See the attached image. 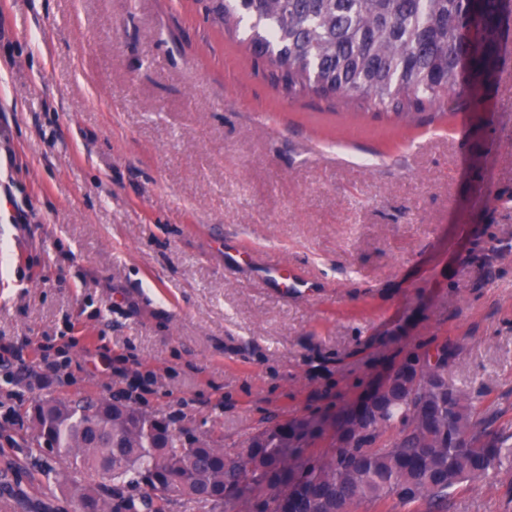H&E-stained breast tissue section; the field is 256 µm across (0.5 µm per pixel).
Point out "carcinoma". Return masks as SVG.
I'll return each instance as SVG.
<instances>
[{
  "instance_id": "carcinoma-1",
  "label": "carcinoma",
  "mask_w": 512,
  "mask_h": 512,
  "mask_svg": "<svg viewBox=\"0 0 512 512\" xmlns=\"http://www.w3.org/2000/svg\"><path fill=\"white\" fill-rule=\"evenodd\" d=\"M471 47L469 0H221L225 26L254 20L250 51L291 93L341 97L399 119L480 87L497 69L509 0H480ZM456 351L434 340L389 369L392 383L353 413L279 420L237 448L186 440L164 417L120 395L38 399L35 451L68 462L77 512H358L387 499L409 512H449L461 484L512 476V432L482 416L484 394L448 379ZM326 443L318 449L316 444Z\"/></svg>"
}]
</instances>
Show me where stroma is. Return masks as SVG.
Instances as JSON below:
<instances>
[{
	"label": "stroma",
	"instance_id": "35a3bbf8",
	"mask_svg": "<svg viewBox=\"0 0 512 512\" xmlns=\"http://www.w3.org/2000/svg\"><path fill=\"white\" fill-rule=\"evenodd\" d=\"M246 36L197 0H0L10 512H75L29 475L39 398L122 390L235 448L436 339L512 424V38L492 84L414 126L289 98ZM502 493L464 484L450 512H504Z\"/></svg>",
	"mask_w": 512,
	"mask_h": 512
}]
</instances>
